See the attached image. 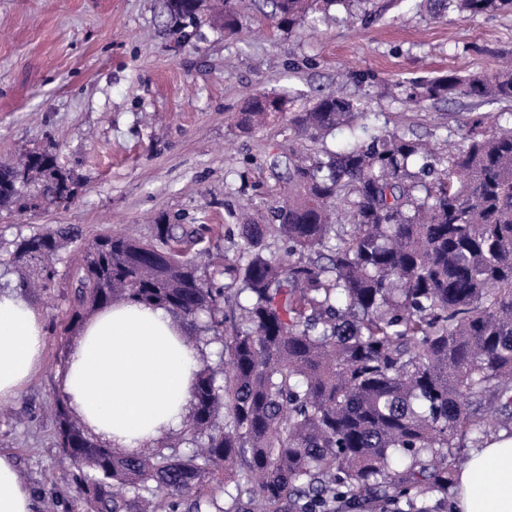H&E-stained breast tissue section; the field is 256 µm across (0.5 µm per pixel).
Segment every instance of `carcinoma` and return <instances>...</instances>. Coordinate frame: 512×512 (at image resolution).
Returning a JSON list of instances; mask_svg holds the SVG:
<instances>
[{"label":"carcinoma","mask_w":512,"mask_h":512,"mask_svg":"<svg viewBox=\"0 0 512 512\" xmlns=\"http://www.w3.org/2000/svg\"><path fill=\"white\" fill-rule=\"evenodd\" d=\"M358 0H270L291 32L350 17ZM436 12L512 11V0H433ZM188 43L203 18L234 35L244 0H167ZM406 101L480 98L512 102V65L491 74H448L403 86ZM360 101L319 93L301 110L275 92L240 112L248 130L288 118L303 140L354 128ZM464 142L436 157L421 141L384 130L342 150L287 157L288 197L259 224L237 225L240 248L224 277L244 295L242 323L225 337L231 370L196 374L182 441L201 453L117 455L92 439L56 397L58 445L97 512H177L210 475L250 512H445L466 462L461 443L512 431V127L478 117ZM40 179L52 199L71 198V177L47 149L0 166V209H22L20 187ZM206 226L158 224L155 241L100 235L74 268V311L119 301L165 308L182 325L205 316L224 330V288L198 274L190 248ZM278 237L283 251L267 253ZM76 239L69 228L34 232L12 260L34 288L55 287L54 260ZM224 413V428H214ZM162 488L163 504L144 495Z\"/></svg>","instance_id":"1"}]
</instances>
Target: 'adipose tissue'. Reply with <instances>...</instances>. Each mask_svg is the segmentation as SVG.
Masks as SVG:
<instances>
[{
    "label": "adipose tissue",
    "instance_id": "adipose-tissue-1",
    "mask_svg": "<svg viewBox=\"0 0 512 512\" xmlns=\"http://www.w3.org/2000/svg\"><path fill=\"white\" fill-rule=\"evenodd\" d=\"M45 326L19 291L0 290V400L15 397L43 361ZM198 365L166 310L137 303L87 322L63 371L70 407L88 430L131 451L181 428ZM0 512H36L11 456L0 454ZM453 512H512V436L473 449L456 477Z\"/></svg>",
    "mask_w": 512,
    "mask_h": 512
}]
</instances>
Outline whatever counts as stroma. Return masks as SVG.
<instances>
[{"instance_id":"35a3bbf8","label":"stroma","mask_w":512,"mask_h":512,"mask_svg":"<svg viewBox=\"0 0 512 512\" xmlns=\"http://www.w3.org/2000/svg\"><path fill=\"white\" fill-rule=\"evenodd\" d=\"M359 9L367 20L349 21L338 8L318 30L287 32L268 0H256L239 34L206 22L177 46L167 37L166 0H0V164L46 148L73 181L70 203L43 196L35 180L21 188L30 208L0 211V289L19 285L4 263L15 241L60 225L89 241L128 229L149 240L159 224H203L191 253L200 275L216 277L238 251L240 205L276 206L287 171L273 159L300 141L283 119L240 131L235 117L252 94H284L295 110L318 90L362 100L358 133L337 129L327 139L335 149L396 128L441 156L469 117L512 123V103L469 98L416 109L401 92L451 71L493 72L512 56V12L439 15L415 0H362ZM80 243L62 250L50 295L29 294L45 322L44 362L0 402V452L15 460L38 512H91L50 410L62 392L59 358L78 342L58 330L71 316Z\"/></svg>"}]
</instances>
